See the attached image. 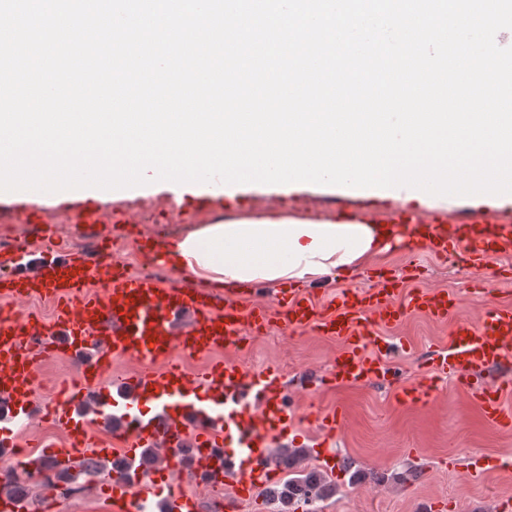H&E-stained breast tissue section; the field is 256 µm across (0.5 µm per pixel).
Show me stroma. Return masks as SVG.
Here are the masks:
<instances>
[{"label":"stroma","instance_id":"1","mask_svg":"<svg viewBox=\"0 0 512 512\" xmlns=\"http://www.w3.org/2000/svg\"><path fill=\"white\" fill-rule=\"evenodd\" d=\"M243 199L245 213L255 215L284 210L320 220L346 210L359 212L366 220L372 217L364 209V200L327 193L306 192L285 198L252 192L244 194ZM103 208L124 212L126 223L75 224L64 212L48 211V219L56 226L54 243L61 252L79 248L91 254L98 244L109 245L114 260L124 263L133 274L148 268L139 253L141 239L209 223L221 212L216 206L188 213L162 194L107 202ZM15 218L10 207H0V248L23 246L28 263H35L44 246L40 227L16 223ZM408 261L400 249L353 275L314 284L313 289L327 297L343 288L364 287L371 275L400 278L406 274ZM412 261L421 267V287L445 289L457 295L460 317L477 318L490 302L512 303V281L497 283L486 293L476 292L473 270L455 257L436 260L424 253ZM448 331L447 324L412 314L396 326L379 328L378 333L389 341L406 342V349L394 355L392 364L410 383L427 373L424 356L441 344ZM244 348L249 371H279L289 399L299 409L343 412L331 444L337 459H353L360 471H339L331 476L336 490L320 502V512H421L424 503L441 499L464 507L465 512H491L493 505H512V430L486 425L477 405L456 382H444L435 403L419 409L397 403L393 388L381 381L356 387L321 385L314 390L302 386L304 377L326 374L340 348L335 339L312 330L254 337ZM452 454L459 459L460 468L447 466ZM411 468L421 469L419 480H398V473ZM109 482V475L104 474L80 482L76 491L65 496L34 484L30 497L37 512H105L104 491Z\"/></svg>","mask_w":512,"mask_h":512}]
</instances>
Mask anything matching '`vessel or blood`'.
Instances as JSON below:
<instances>
[{
  "instance_id": "obj_1",
  "label": "vessel or blood",
  "mask_w": 512,
  "mask_h": 512,
  "mask_svg": "<svg viewBox=\"0 0 512 512\" xmlns=\"http://www.w3.org/2000/svg\"><path fill=\"white\" fill-rule=\"evenodd\" d=\"M60 206L73 223L97 224L101 207L81 196L63 197ZM22 223L39 224L51 234L43 204L19 205ZM406 245L411 252L441 258L458 254L479 274L480 285L501 275L499 262L512 256V223L466 214L437 224L417 213H404ZM23 249L0 250V298H42L55 303L52 320L19 322L0 313V400L11 417L29 423L39 408L38 361L56 351L74 362L76 380L59 391L45 410L75 448L91 446V418L81 410L94 400L96 416L117 417L127 440L125 454L153 448L173 458L177 449H203L195 467L211 464L212 449L224 454L227 490L247 499L277 481L273 467L277 444L295 428L297 410L275 371L250 373L227 359L250 336L278 326L309 328L340 339L343 350L330 364L331 385L354 386L372 380L396 384L404 404L431 406L439 384L457 380L478 405L486 424L512 427V307L492 305L478 318L453 320L454 295L444 289L404 290L400 280L379 279L366 288L343 289L328 306L289 287L272 300L245 304L250 288L203 289L190 281L164 283L149 274H131L113 261L109 250L96 260L80 253L60 255L45 249L35 273L23 271ZM417 311L435 320H452L447 342L432 351L431 374L403 386L391 364L392 343L371 336L375 324L398 322ZM209 354L213 360L190 372L170 365L174 353ZM134 360L133 370L106 380L118 360ZM323 441H330L342 415L311 411ZM113 512H145L149 496L165 497L168 512H196L195 498L173 483L156 485L152 474L135 467L130 478L108 486Z\"/></svg>"
}]
</instances>
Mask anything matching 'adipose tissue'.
Wrapping results in <instances>:
<instances>
[{"mask_svg": "<svg viewBox=\"0 0 512 512\" xmlns=\"http://www.w3.org/2000/svg\"><path fill=\"white\" fill-rule=\"evenodd\" d=\"M389 234L383 223L353 217L240 216L160 240L157 261L203 288L314 283L386 256L392 249Z\"/></svg>", "mask_w": 512, "mask_h": 512, "instance_id": "adipose-tissue-1", "label": "adipose tissue"}]
</instances>
